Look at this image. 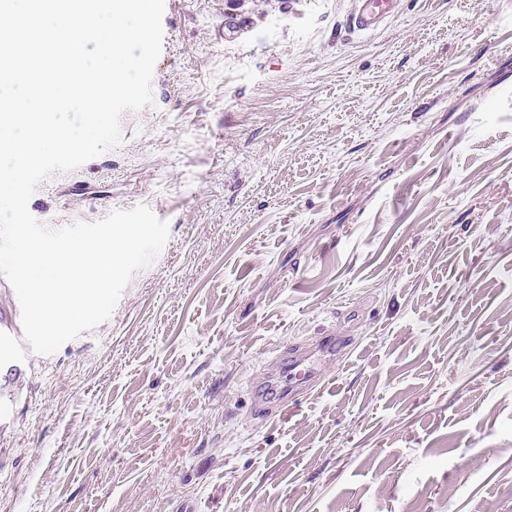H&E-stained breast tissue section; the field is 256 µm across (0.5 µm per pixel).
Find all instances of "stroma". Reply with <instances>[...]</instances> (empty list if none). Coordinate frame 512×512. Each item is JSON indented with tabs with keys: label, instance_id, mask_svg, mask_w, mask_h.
Returning <instances> with one entry per match:
<instances>
[{
	"label": "stroma",
	"instance_id": "35a3bbf8",
	"mask_svg": "<svg viewBox=\"0 0 512 512\" xmlns=\"http://www.w3.org/2000/svg\"><path fill=\"white\" fill-rule=\"evenodd\" d=\"M165 11L153 103L42 182L57 229L169 224L112 316L25 351L0 512H512V0ZM350 336L286 413L250 388ZM348 18L349 27L360 32H375L393 17L400 0H354ZM246 14L236 8L224 13V21L221 23L220 38L226 41L242 39L247 33Z\"/></svg>",
	"mask_w": 512,
	"mask_h": 512
}]
</instances>
